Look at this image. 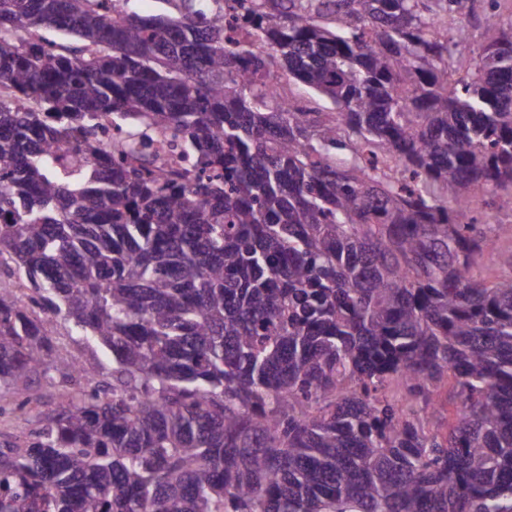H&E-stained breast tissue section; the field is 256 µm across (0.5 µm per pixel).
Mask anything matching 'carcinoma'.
I'll return each mask as SVG.
<instances>
[{
  "label": "carcinoma",
  "instance_id": "1",
  "mask_svg": "<svg viewBox=\"0 0 512 512\" xmlns=\"http://www.w3.org/2000/svg\"><path fill=\"white\" fill-rule=\"evenodd\" d=\"M129 2L0 0V512H512V225L464 215L512 212V16L451 83L472 0ZM177 5L171 0H135L129 6L142 15H175ZM512 255V237L500 236L495 238L494 245L487 249L480 259V266L483 274L487 277H493L503 272H507L508 268L499 264V257ZM68 332V325L63 321H58L56 324L58 344L69 349L76 359L92 367L95 371L103 372V375L99 377L100 381L112 383V362L103 355L102 351L93 342H73Z\"/></svg>",
  "mask_w": 512,
  "mask_h": 512
}]
</instances>
